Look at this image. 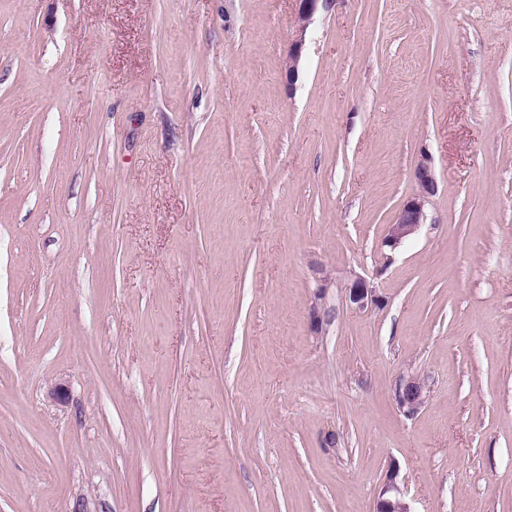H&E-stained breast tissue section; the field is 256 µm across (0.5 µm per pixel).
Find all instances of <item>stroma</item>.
Segmentation results:
<instances>
[{
	"instance_id": "stroma-1",
	"label": "stroma",
	"mask_w": 512,
	"mask_h": 512,
	"mask_svg": "<svg viewBox=\"0 0 512 512\" xmlns=\"http://www.w3.org/2000/svg\"><path fill=\"white\" fill-rule=\"evenodd\" d=\"M298 7L0 0V512H512V0ZM299 8L297 13V31L296 39L292 43L288 55V82H292L296 74H298V65L301 58L304 36L308 26L315 13L319 9H326L334 0H297ZM414 176L420 186V193L407 199L401 206L396 220L389 225L382 246L395 249L408 236L414 234L421 224H425V210L429 196L436 190V179L431 166V157L422 152L414 168ZM348 300L351 305L359 310L369 305H381L382 297L378 294L377 288H373L370 281L365 277L356 275L347 283ZM398 406L409 416L414 415L424 404V386L415 376L409 377L397 394ZM373 512H412L404 487L397 481V471L390 473L376 499Z\"/></svg>"
}]
</instances>
